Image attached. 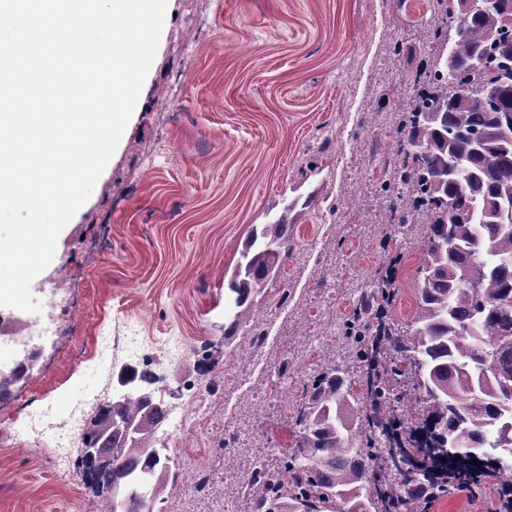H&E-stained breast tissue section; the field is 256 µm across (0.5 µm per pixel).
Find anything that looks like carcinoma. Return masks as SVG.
<instances>
[{
	"label": "carcinoma",
	"instance_id": "1",
	"mask_svg": "<svg viewBox=\"0 0 512 512\" xmlns=\"http://www.w3.org/2000/svg\"><path fill=\"white\" fill-rule=\"evenodd\" d=\"M432 7L438 22L423 38L432 67L399 117L400 163L377 187L386 223L423 246L415 312L403 325L395 320L386 277L360 296L338 328L353 380L334 363L313 377L291 417L296 448L276 469L255 472L251 512H414L420 491L431 504L452 489L469 497L483 488L474 474H458L470 458L450 460L444 448L461 431L490 462L499 509L512 508L504 486L512 463L498 462L512 454L504 427L512 423V72L470 67L487 49L512 55V0ZM450 24L464 35L448 59L441 41ZM290 250L282 217L251 233L227 283L232 326L250 322V296L280 273ZM474 261L482 267L476 291L465 284ZM118 379L123 395L83 437L85 446L102 435L111 441L112 463L92 473L90 487L109 493L136 472L150 474L153 512L177 478L159 436L168 410L151 372L127 366Z\"/></svg>",
	"mask_w": 512,
	"mask_h": 512
}]
</instances>
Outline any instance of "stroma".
I'll return each mask as SVG.
<instances>
[{"mask_svg": "<svg viewBox=\"0 0 512 512\" xmlns=\"http://www.w3.org/2000/svg\"><path fill=\"white\" fill-rule=\"evenodd\" d=\"M431 0H168L154 62L90 200L61 231L53 267L72 327L42 343L29 374L0 393L17 413L37 397L65 405L92 387L111 396L126 361L93 371L94 330L139 321L152 343L182 336L160 386L188 378L214 413L183 435L179 485L165 512H247L256 468L293 446L287 407L315 372L344 361L338 325L380 270L398 260L393 314L416 302L420 245L384 221L376 185L396 162L391 121L428 68L421 32ZM175 106L165 109L166 99ZM287 214L293 250L252 299L268 330H230L225 283L253 229ZM209 347L216 374L194 350ZM211 492L192 491L196 472ZM0 512H110L81 471L47 452L0 444Z\"/></svg>", "mask_w": 512, "mask_h": 512, "instance_id": "stroma-1", "label": "stroma"}]
</instances>
